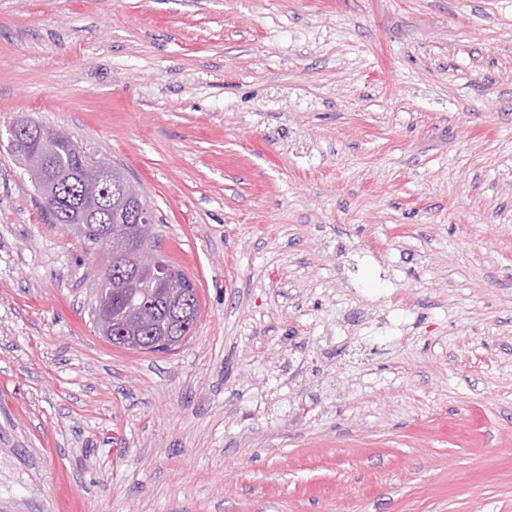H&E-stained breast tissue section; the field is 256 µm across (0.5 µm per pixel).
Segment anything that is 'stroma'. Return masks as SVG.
<instances>
[{
  "label": "stroma",
  "instance_id": "1",
  "mask_svg": "<svg viewBox=\"0 0 512 512\" xmlns=\"http://www.w3.org/2000/svg\"><path fill=\"white\" fill-rule=\"evenodd\" d=\"M25 114L142 188L176 352ZM0 512H512V0H0ZM39 183L42 189L41 195L39 190L36 188L37 194L40 197V200L45 204H50L56 197H60V192L62 191V187L56 182H50L46 175H43L39 179ZM41 201V211L44 215L45 220L49 224H64L67 228H75L73 222L78 221V217L76 215V211H69L70 208L67 205H63L59 210L52 211L47 210ZM85 230L82 235V239L84 242L85 250L87 251H95L98 253L100 250H103L108 242L111 247L112 254V227L111 225H106L103 229V238L100 235V226L101 224H84ZM106 242H105V241ZM109 288H112V308L110 309L111 319H112V335L121 336L120 333L126 328V324L128 321L130 307L127 304L116 303L114 304V289L118 288L117 284L112 281L109 284L102 282V278L99 279L97 283V297L98 293L101 292L103 296V292H108Z\"/></svg>",
  "mask_w": 512,
  "mask_h": 512
}]
</instances>
